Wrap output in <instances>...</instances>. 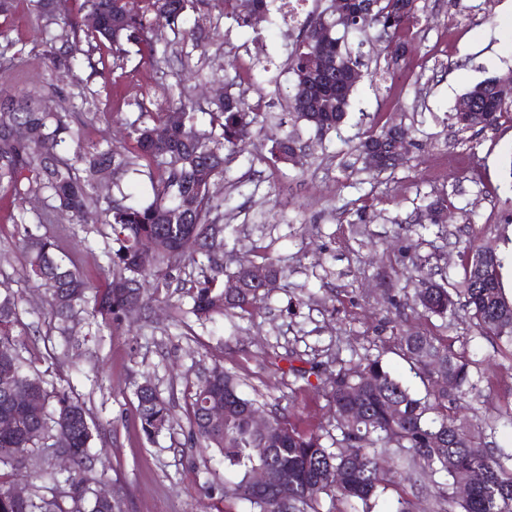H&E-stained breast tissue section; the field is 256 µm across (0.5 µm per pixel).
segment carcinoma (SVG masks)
Here are the masks:
<instances>
[{
    "label": "carcinoma",
    "mask_w": 512,
    "mask_h": 512,
    "mask_svg": "<svg viewBox=\"0 0 512 512\" xmlns=\"http://www.w3.org/2000/svg\"><path fill=\"white\" fill-rule=\"evenodd\" d=\"M224 16L239 25L248 23L255 11L267 12L273 0H218ZM354 0L351 21L335 24L325 11L307 16L298 45L289 54L288 70L293 80L288 102L292 125L304 124L319 140L343 124L351 97L345 92L352 71L366 66L364 48L383 38L406 42L408 23L416 18L417 0H377L373 12ZM100 26L80 32L67 14L54 13L53 0H35L37 17L61 27L59 34L46 30L47 40H61L70 52L63 57L48 51L53 65L71 70L80 57H91L80 47L94 44L113 53L137 47L140 59L157 62L167 58L168 46H159L158 32L179 30L193 0H145L144 10L121 16L120 0H84ZM324 62L320 71L313 57ZM512 72L492 76L462 95L469 104L467 119L459 130H485L494 126L504 111L512 108V94L503 84ZM173 109L184 114V127H170L165 112H142L127 123L131 146L108 142L80 145L78 128L70 120V109L47 112L39 92L13 100L0 112V189L20 201L30 193L44 199V207L29 222L19 214L26 242L25 277L42 291L48 315L57 322L56 332L67 335L66 322L79 311L91 309L94 318L107 327L119 328L129 306L141 307L158 298L159 289L146 288L148 277L165 279L186 258L181 247L185 236L213 255L200 268L199 279L190 288L188 313L210 319L230 310L252 313L265 294L248 281L254 261L239 264L232 276L243 283L235 296L224 288V263L214 254L225 247L227 226L214 223L224 200L202 187L197 170L208 165L214 177L224 176V150L244 146L260 123L261 110L247 104L242 94L230 93L212 103L207 127L198 125L190 90L182 85ZM404 130L400 124L384 122L372 126L356 151L363 169L373 170L372 159L389 151V139ZM301 148L296 131L272 142L274 162L289 163V155ZM113 173L133 172L147 176L152 198L131 204L126 197L100 198L94 184L101 168ZM193 207L181 208L185 199ZM82 223L84 214L95 211L99 223L112 230L117 250L102 251L106 286L94 287L80 271L77 261L59 250V236L41 228L59 229V212ZM164 235V249L147 251V241ZM499 254L475 242L469 246L464 278L457 284L439 282L422 274L409 309L426 317L453 320L459 311L479 335L512 345V298L507 297ZM24 323L18 297L0 292V378L8 374L11 386L32 387L41 400L40 410L17 406L0 388V469L19 473L28 469L30 456L47 448L45 440L60 430L68 431L69 444L59 449L72 458L71 468L46 467L32 479L40 487L66 490L46 499L39 492L18 501L12 484L0 479V512H114L112 500L94 495L88 477L90 449L96 424L85 402L69 386L49 390L35 368L37 359L20 354L17 336ZM400 349L416 369V375L431 383L421 397L406 382L395 377L380 356L364 355L354 360L336 359V371L326 379L324 396L333 411L334 430H301L286 413L273 414V430L258 436L250 423L254 400L242 394L234 374L214 366L200 380L189 404L190 441L213 448L224 466L220 493L224 501L250 505L251 512H320L322 500L332 508L355 502L362 512H375L381 500L390 502L386 512H413L411 501L399 493L403 477L378 464V450L394 447L417 461L434 479L448 512H512V453H494L481 441V431L460 420L453 406L476 388L471 362L455 353L448 342L431 333L399 336ZM135 415L149 438L169 422L168 407L158 390L135 392ZM224 400V424L208 426L203 412L214 399ZM332 439V445L325 443ZM257 467L270 473L267 489L256 490L250 474ZM471 482L469 493L457 496L456 487Z\"/></svg>",
    "instance_id": "carcinoma-1"
}]
</instances>
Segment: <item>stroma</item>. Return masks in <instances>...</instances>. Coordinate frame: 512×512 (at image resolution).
Listing matches in <instances>:
<instances>
[{
    "label": "stroma",
    "mask_w": 512,
    "mask_h": 512,
    "mask_svg": "<svg viewBox=\"0 0 512 512\" xmlns=\"http://www.w3.org/2000/svg\"><path fill=\"white\" fill-rule=\"evenodd\" d=\"M409 37L414 50L394 71L385 69L382 45L368 64L377 80L363 78L340 133L317 141L301 130L304 149L297 164L275 169L269 150L291 131L281 123L291 82L287 58L301 25L281 14L242 27L224 17L217 0H193L187 27L198 41L162 30L173 50H186L198 70L197 85L218 89L233 83L247 102L264 101V130L244 150L230 153L224 175L213 185L223 198L221 224L234 228V250L272 260L282 268L265 303L253 314L236 312L214 321L177 315L187 302L205 256L184 261L148 309L132 311L121 332L95 329L91 316L70 324L76 346L64 363L47 365V381L69 379L102 425L90 453L92 475L108 485L121 512H244L207 494L218 465L214 452L191 446L188 407L201 376L221 364L243 382L264 411H289L300 429L330 427L332 413L322 391L288 372L289 355L316 366L322 375L337 359L381 356L412 388L423 390L397 346L401 331H428L447 339L455 352L477 363L476 394L458 401L455 412L483 429L488 447L512 449V423L498 414L512 405V348L476 334L463 317L452 323L400 313L387 300L396 289L411 301L415 265L456 283L464 276L470 237L504 259L502 282L512 297V116L481 133L459 131L454 106L484 79L512 70V0H419ZM0 93L18 96L42 87V105L66 103L81 113L83 140H126L125 121L163 111L178 93L177 62L156 65L139 55L106 57L98 72L68 74L47 59L49 46L28 0L0 18ZM250 77L234 83L235 73ZM382 119L408 129L402 165L382 173L364 171L355 150L371 125ZM450 202L445 223L431 224L425 207L435 197ZM17 206L0 200V291L20 296L25 329L19 337L30 354H44L49 317L41 293L24 277L23 228L12 221ZM106 226L75 224L64 248L81 270L99 281ZM151 382L169 403L170 425L145 437L135 416V390Z\"/></svg>",
    "instance_id": "stroma-1"
}]
</instances>
